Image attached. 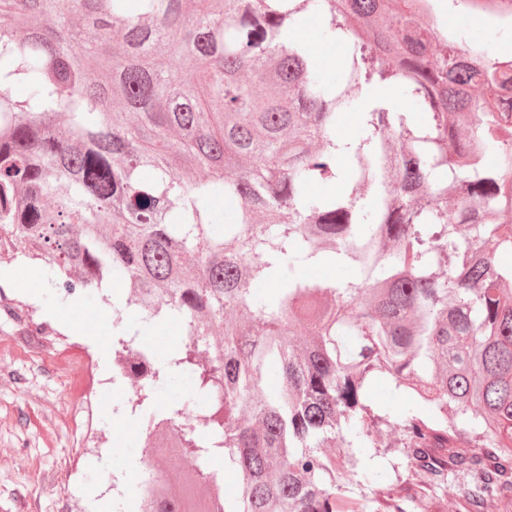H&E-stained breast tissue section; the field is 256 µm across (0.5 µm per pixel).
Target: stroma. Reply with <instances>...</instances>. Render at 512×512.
<instances>
[{"label":"stroma","instance_id":"1","mask_svg":"<svg viewBox=\"0 0 512 512\" xmlns=\"http://www.w3.org/2000/svg\"><path fill=\"white\" fill-rule=\"evenodd\" d=\"M449 29L463 32L472 45L491 55L512 53V39L466 12L442 11ZM308 38L327 81L342 79L349 64L348 44L324 38L314 20H307ZM0 291L6 299L32 309L60 332L79 343L95 337L112 338V309L103 291L85 288L66 295L54 288L44 264L24 256L0 259ZM73 379L60 367L57 346L41 340L19 318H0V512H17L10 493L26 484L40 498V512H60L59 503L72 497L70 512H119L117 502L97 501L95 490L112 474L129 470L148 450L143 446L139 422L116 412L124 395L116 390L95 413V423L104 432L121 426L124 449L104 450L72 474L70 458L76 442L71 434L69 392ZM398 430L387 436L393 447L386 454L357 449L364 476H345L342 493L352 512H373L382 488H389L401 512H512V489L486 497L472 505L457 494L467 480L457 474L449 479L423 476L413 454L398 448Z\"/></svg>","mask_w":512,"mask_h":512}]
</instances>
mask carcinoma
<instances>
[{
    "label": "carcinoma",
    "instance_id": "1",
    "mask_svg": "<svg viewBox=\"0 0 512 512\" xmlns=\"http://www.w3.org/2000/svg\"><path fill=\"white\" fill-rule=\"evenodd\" d=\"M299 14L349 43L346 81L400 86L423 118L379 106L337 137L351 96L288 41ZM445 46L408 0H0V255L69 293L129 287L114 371L130 316L180 324L137 399L192 375L204 436L181 401L149 436L202 486L213 460L236 469L222 512H339L336 473L390 427L422 470L474 472L469 496L512 485V74L484 50L461 72V32ZM322 263L351 274H298ZM379 379L408 394L399 415L373 404Z\"/></svg>",
    "mask_w": 512,
    "mask_h": 512
}]
</instances>
